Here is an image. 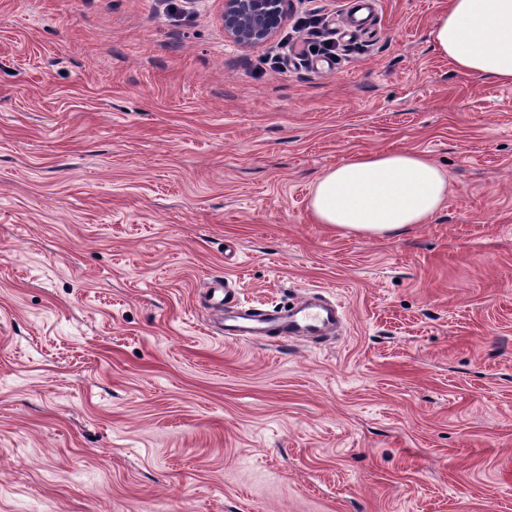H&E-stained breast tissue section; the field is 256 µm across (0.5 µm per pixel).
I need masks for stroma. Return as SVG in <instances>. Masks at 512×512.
<instances>
[{
  "instance_id": "35a3bbf8",
  "label": "stroma",
  "mask_w": 512,
  "mask_h": 512,
  "mask_svg": "<svg viewBox=\"0 0 512 512\" xmlns=\"http://www.w3.org/2000/svg\"><path fill=\"white\" fill-rule=\"evenodd\" d=\"M447 4L351 35L290 0L243 46L224 0H0V512H512V86L433 49ZM395 150L445 171L433 219L315 222L322 172ZM211 278L340 324L225 339Z\"/></svg>"
}]
</instances>
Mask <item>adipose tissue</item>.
<instances>
[{
  "instance_id": "ef3b65f1",
  "label": "adipose tissue",
  "mask_w": 512,
  "mask_h": 512,
  "mask_svg": "<svg viewBox=\"0 0 512 512\" xmlns=\"http://www.w3.org/2000/svg\"><path fill=\"white\" fill-rule=\"evenodd\" d=\"M429 36L459 71L512 85V0H448ZM447 194L446 174L421 153H359L317 178L310 209L340 235L389 238L428 223Z\"/></svg>"
}]
</instances>
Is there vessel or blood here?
Listing matches in <instances>:
<instances>
[{
  "label": "vessel or blood",
  "instance_id": "vessel-or-blood-1",
  "mask_svg": "<svg viewBox=\"0 0 512 512\" xmlns=\"http://www.w3.org/2000/svg\"><path fill=\"white\" fill-rule=\"evenodd\" d=\"M235 301V291L229 284L217 281L210 289L209 306L223 312L222 331L226 338L241 339L252 336H277L290 339L313 337L336 322L337 309L328 301L316 302L311 297L301 298L286 314L268 316L249 309L226 314L227 305Z\"/></svg>",
  "mask_w": 512,
  "mask_h": 512
}]
</instances>
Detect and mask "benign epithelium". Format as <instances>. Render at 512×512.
Segmentation results:
<instances>
[{
	"instance_id": "7a95c632",
	"label": "benign epithelium",
	"mask_w": 512,
	"mask_h": 512,
	"mask_svg": "<svg viewBox=\"0 0 512 512\" xmlns=\"http://www.w3.org/2000/svg\"><path fill=\"white\" fill-rule=\"evenodd\" d=\"M288 0H224V32L234 41L258 45L282 24Z\"/></svg>"
}]
</instances>
